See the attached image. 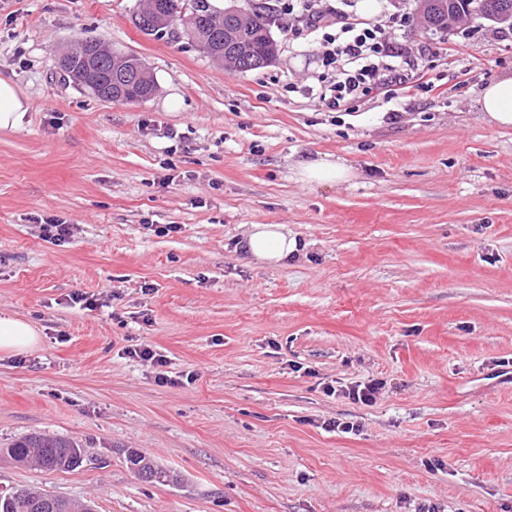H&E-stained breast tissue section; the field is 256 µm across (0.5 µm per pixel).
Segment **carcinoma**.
Segmentation results:
<instances>
[{"instance_id": "cac0c4a2", "label": "carcinoma", "mask_w": 512, "mask_h": 512, "mask_svg": "<svg viewBox=\"0 0 512 512\" xmlns=\"http://www.w3.org/2000/svg\"><path fill=\"white\" fill-rule=\"evenodd\" d=\"M486 3L490 7L507 5L512 0H418L424 12V26L434 30L450 31L457 20L465 16L477 17L472 9L474 3ZM184 0H144V5L134 16V24L142 28L141 21L147 16L164 19L165 24L155 30L170 27L180 28L183 36L193 42L204 54L215 53L231 56L234 69L240 72L268 66L277 55V42L269 28L267 7L245 0L244 10L217 15L212 13L208 0H194L195 17L184 21ZM142 59L123 55V52L107 46L99 53V78L102 85L112 86L113 101L117 103H139L156 91L155 79L133 82L124 75L141 67ZM0 453L17 463L37 464L45 471H69L82 466L86 460L84 445L72 438L30 434L24 436ZM128 462L135 474L146 472L151 478L146 484L181 481V476L160 467L149 456L133 450ZM74 501L53 495L40 488H31L10 493H0V512H70Z\"/></svg>"}]
</instances>
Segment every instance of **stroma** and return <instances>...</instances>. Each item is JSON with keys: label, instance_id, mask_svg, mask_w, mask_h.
Here are the masks:
<instances>
[{"label": "stroma", "instance_id": "stroma-1", "mask_svg": "<svg viewBox=\"0 0 512 512\" xmlns=\"http://www.w3.org/2000/svg\"><path fill=\"white\" fill-rule=\"evenodd\" d=\"M265 2L276 60L229 72L141 32L138 0H0V76L31 103L0 131V313L40 335L0 352V492L97 512H512V126L479 104L512 72V29L430 30L415 0H372L415 68L394 98L334 112L301 91L318 41ZM81 38L142 58L157 93L111 103L62 81ZM311 158L351 176L302 181ZM46 217L73 237L44 240ZM252 224L306 248L254 262L236 249ZM140 343L166 366L125 357ZM367 378L385 383L369 406L319 387ZM31 433L90 461L2 455ZM131 448L181 483L138 480ZM1 453L17 463H36L45 471H69L82 466L86 460L84 445L72 438L30 434Z\"/></svg>", "mask_w": 512, "mask_h": 512}]
</instances>
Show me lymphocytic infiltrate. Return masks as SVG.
<instances>
[{
	"label": "lymphocytic infiltrate",
	"mask_w": 512,
	"mask_h": 512,
	"mask_svg": "<svg viewBox=\"0 0 512 512\" xmlns=\"http://www.w3.org/2000/svg\"><path fill=\"white\" fill-rule=\"evenodd\" d=\"M343 3L348 11L337 26L318 0H286L283 12L304 20L302 35L321 38L322 71L315 84L306 86L307 95L330 110L351 112L378 87L403 84L410 60L402 46L352 12L353 0Z\"/></svg>",
	"instance_id": "obj_1"
}]
</instances>
